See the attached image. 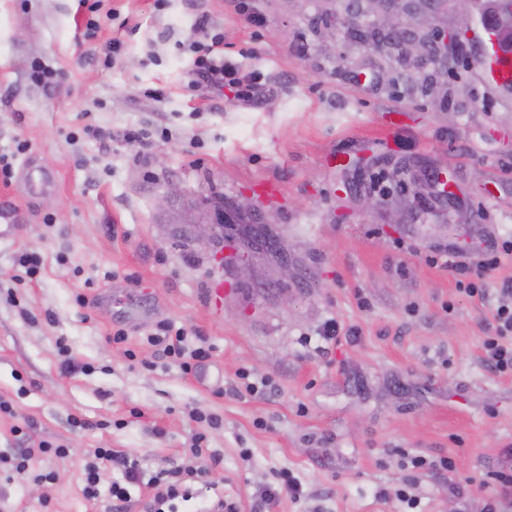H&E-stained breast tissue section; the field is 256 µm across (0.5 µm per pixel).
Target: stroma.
I'll return each mask as SVG.
<instances>
[{
  "label": "stroma",
  "mask_w": 512,
  "mask_h": 512,
  "mask_svg": "<svg viewBox=\"0 0 512 512\" xmlns=\"http://www.w3.org/2000/svg\"><path fill=\"white\" fill-rule=\"evenodd\" d=\"M102 4L88 39L80 0H0V200L26 215L0 244V457L66 450L1 467L0 512H110L119 471L98 501L82 493L95 448L149 472L208 463L241 512L285 472L303 494L273 512H512V485L493 478L512 469V371L484 351L512 257L479 268L512 238V91L482 76L485 15L435 67L402 61L368 0ZM384 9L410 10L419 36L457 23L444 0ZM202 11L251 101L190 86ZM37 64L58 86L32 79ZM30 162L53 190L29 192ZM440 171L454 198L431 189ZM223 198L253 211H225L218 270L191 222ZM476 279L484 296L459 291ZM161 324L212 345L197 374L148 344ZM241 370L269 387L238 392Z\"/></svg>",
  "instance_id": "obj_1"
}]
</instances>
